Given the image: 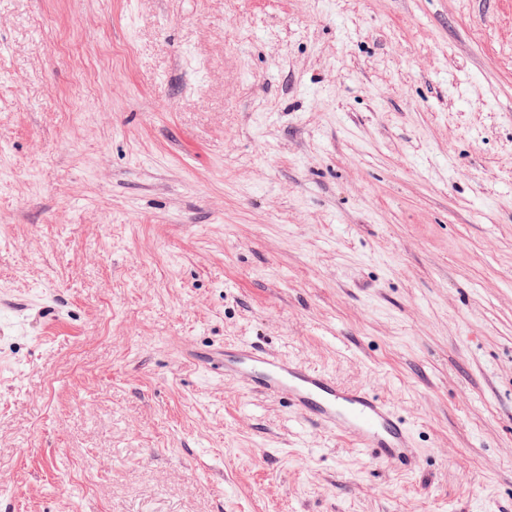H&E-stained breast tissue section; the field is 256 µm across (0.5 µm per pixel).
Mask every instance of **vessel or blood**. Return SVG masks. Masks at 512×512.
<instances>
[{
  "label": "vessel or blood",
  "mask_w": 512,
  "mask_h": 512,
  "mask_svg": "<svg viewBox=\"0 0 512 512\" xmlns=\"http://www.w3.org/2000/svg\"><path fill=\"white\" fill-rule=\"evenodd\" d=\"M202 366L287 400L306 420L346 436L365 456L407 470L419 462L411 430L391 406L368 390L341 386L328 372L244 344L207 358Z\"/></svg>",
  "instance_id": "b4317fda"
}]
</instances>
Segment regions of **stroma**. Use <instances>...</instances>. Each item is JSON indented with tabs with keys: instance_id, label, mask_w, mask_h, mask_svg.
Listing matches in <instances>:
<instances>
[{
	"instance_id": "35a3bbf8",
	"label": "stroma",
	"mask_w": 512,
	"mask_h": 512,
	"mask_svg": "<svg viewBox=\"0 0 512 512\" xmlns=\"http://www.w3.org/2000/svg\"><path fill=\"white\" fill-rule=\"evenodd\" d=\"M0 512H512V0H0ZM251 389L283 398L306 420L345 435L351 448L379 462L412 470L419 462L410 428L387 403L366 389L341 386L326 371L251 345L224 348L201 363Z\"/></svg>"
}]
</instances>
